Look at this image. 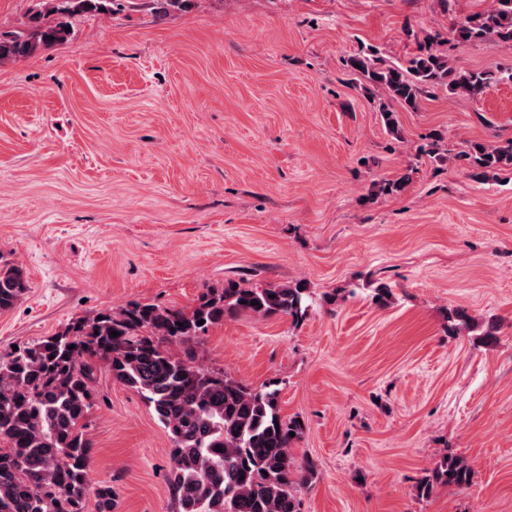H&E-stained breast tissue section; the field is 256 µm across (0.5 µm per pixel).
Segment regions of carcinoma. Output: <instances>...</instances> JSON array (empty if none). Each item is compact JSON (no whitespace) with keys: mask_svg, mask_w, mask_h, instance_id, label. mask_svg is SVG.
<instances>
[{"mask_svg":"<svg viewBox=\"0 0 512 512\" xmlns=\"http://www.w3.org/2000/svg\"><path fill=\"white\" fill-rule=\"evenodd\" d=\"M116 5L118 0H35L24 29L0 31V63L62 41L70 18L111 12ZM450 33L458 42L492 39L512 48V0H493L490 8L454 21ZM407 35L416 40L417 52L405 64L375 47L345 59L394 138L397 106L415 110L439 88L478 96L512 80V67L456 70L442 50L448 39L438 31ZM441 141L440 134H430L420 154L444 161ZM454 158L478 182L496 178L512 170V137L468 143ZM27 289L23 270L0 260V311L13 308ZM312 304L302 282L247 288L228 279L221 289H203L189 310L151 303L104 310L0 354V512H87V416L96 404L95 371L101 365L148 402L173 441L167 477L172 512H301L300 494L315 475L312 462L298 463L290 453L302 423L280 415L279 389L252 388L198 362L195 344L209 329L243 313L287 316L297 325ZM174 344L182 351L172 352ZM472 479L471 467L448 453L419 483L417 494L427 497L437 486L464 488ZM94 497L96 512H113L110 482L98 483Z\"/></svg>","mask_w":512,"mask_h":512,"instance_id":"obj_1","label":"carcinoma"}]
</instances>
